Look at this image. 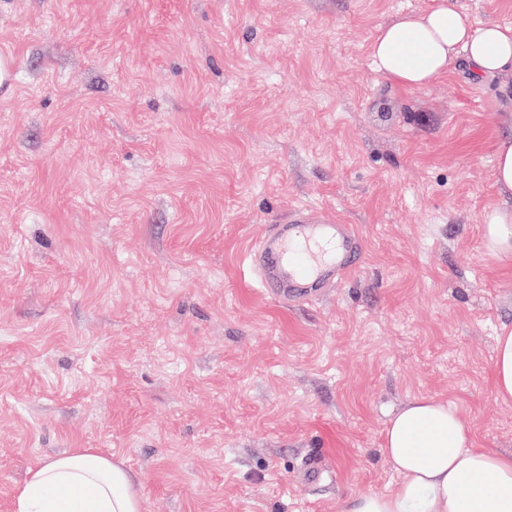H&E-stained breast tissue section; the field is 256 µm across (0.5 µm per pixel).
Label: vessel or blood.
<instances>
[{
    "label": "vessel or blood",
    "mask_w": 512,
    "mask_h": 512,
    "mask_svg": "<svg viewBox=\"0 0 512 512\" xmlns=\"http://www.w3.org/2000/svg\"><path fill=\"white\" fill-rule=\"evenodd\" d=\"M359 239L348 225L334 224L305 208L268 231L249 254L259 287L286 301H303L331 286L355 267Z\"/></svg>",
    "instance_id": "b4317fda"
}]
</instances>
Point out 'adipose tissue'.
I'll return each mask as SVG.
<instances>
[{"label":"adipose tissue","instance_id":"1","mask_svg":"<svg viewBox=\"0 0 512 512\" xmlns=\"http://www.w3.org/2000/svg\"><path fill=\"white\" fill-rule=\"evenodd\" d=\"M377 69L413 88L464 62L477 78L512 71V28L473 26L448 0H431L379 29L371 45ZM484 245L512 262V209L483 218ZM496 396L512 401V329L496 338ZM382 454L402 480L388 493L350 497L343 512H512V455L474 445L471 428L444 400L419 397L389 421ZM14 512H143V492L122 462L75 448L30 470L17 487Z\"/></svg>","mask_w":512,"mask_h":512}]
</instances>
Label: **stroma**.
Masks as SVG:
<instances>
[{
	"label": "stroma",
	"instance_id": "35a3bbf8",
	"mask_svg": "<svg viewBox=\"0 0 512 512\" xmlns=\"http://www.w3.org/2000/svg\"><path fill=\"white\" fill-rule=\"evenodd\" d=\"M430 2L0 0V512L74 448L144 512H343L400 482L416 397L512 454V263L482 239L512 72L391 83L374 36ZM304 206L362 254L285 303L246 256ZM491 380L496 396L512 401V329L504 327L496 337Z\"/></svg>",
	"mask_w": 512,
	"mask_h": 512
}]
</instances>
